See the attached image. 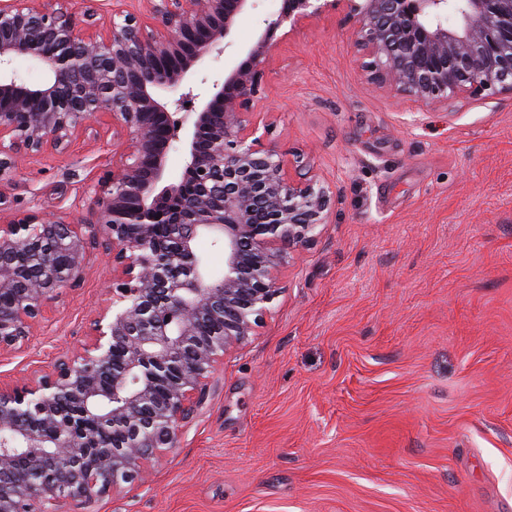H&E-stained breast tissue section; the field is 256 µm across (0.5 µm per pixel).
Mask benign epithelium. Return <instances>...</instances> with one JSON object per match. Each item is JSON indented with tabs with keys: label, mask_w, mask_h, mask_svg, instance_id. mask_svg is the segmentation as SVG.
Here are the masks:
<instances>
[{
	"label": "benign epithelium",
	"mask_w": 512,
	"mask_h": 512,
	"mask_svg": "<svg viewBox=\"0 0 512 512\" xmlns=\"http://www.w3.org/2000/svg\"><path fill=\"white\" fill-rule=\"evenodd\" d=\"M49 2L0 0V185L18 159L97 125L120 151L88 188L95 221L0 220V353L31 335L53 293L80 285L97 243L112 299L52 372L0 383V512H59L144 476L202 404L213 365L270 312L286 251L327 223L328 189L292 178L247 118L283 26L341 5L372 83L431 104L512 94V0H285L212 82L201 65L255 0H147V17L114 10L107 35L85 38L72 0ZM18 58L45 65V83L19 80ZM175 143L185 169L171 182ZM203 235L224 249L218 279L197 254Z\"/></svg>",
	"instance_id": "1"
}]
</instances>
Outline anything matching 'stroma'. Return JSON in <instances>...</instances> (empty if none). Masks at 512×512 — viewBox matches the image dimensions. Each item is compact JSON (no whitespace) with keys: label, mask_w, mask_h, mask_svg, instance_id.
<instances>
[{"label":"stroma","mask_w":512,"mask_h":512,"mask_svg":"<svg viewBox=\"0 0 512 512\" xmlns=\"http://www.w3.org/2000/svg\"><path fill=\"white\" fill-rule=\"evenodd\" d=\"M281 8L256 0L204 70L236 67ZM365 64L340 8L273 48L250 120L333 192L330 222L148 478L62 512H512V95L423 104ZM111 163L107 128L22 158L0 218L91 221ZM111 284L92 249L0 382L84 343Z\"/></svg>","instance_id":"stroma-1"}]
</instances>
